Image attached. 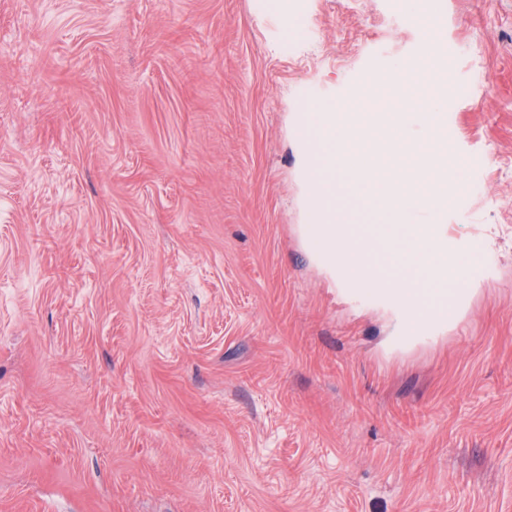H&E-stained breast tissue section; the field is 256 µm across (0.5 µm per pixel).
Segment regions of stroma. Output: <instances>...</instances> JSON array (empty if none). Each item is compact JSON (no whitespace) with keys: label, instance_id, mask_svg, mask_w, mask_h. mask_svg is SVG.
<instances>
[{"label":"stroma","instance_id":"35a3bbf8","mask_svg":"<svg viewBox=\"0 0 512 512\" xmlns=\"http://www.w3.org/2000/svg\"><path fill=\"white\" fill-rule=\"evenodd\" d=\"M269 2L0 0V512H512V0H440L486 275L390 355L301 235L304 124L425 38Z\"/></svg>","mask_w":512,"mask_h":512}]
</instances>
